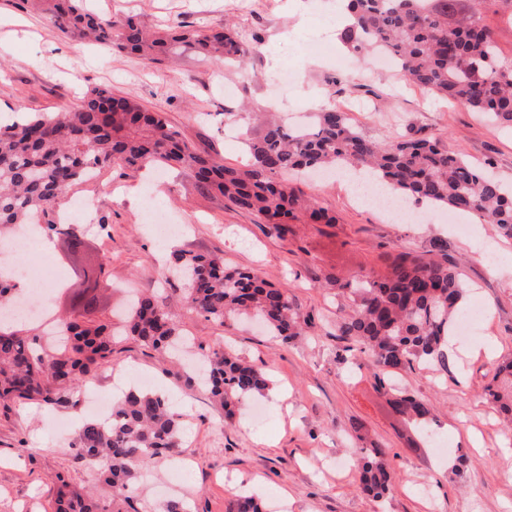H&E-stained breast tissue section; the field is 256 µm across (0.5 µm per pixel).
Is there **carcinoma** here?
Returning a JSON list of instances; mask_svg holds the SVG:
<instances>
[{
  "mask_svg": "<svg viewBox=\"0 0 512 512\" xmlns=\"http://www.w3.org/2000/svg\"><path fill=\"white\" fill-rule=\"evenodd\" d=\"M341 2L348 21L340 40L354 56L363 60L387 53L405 82L512 126V59L501 56L492 31L481 23L478 0ZM12 5L37 7L69 40H94L152 63L191 48L233 65L259 45L228 20L206 32L184 25L160 31L131 17L94 13L86 8V0H12ZM245 147L248 167L227 166L200 153L162 113L143 108L131 95L94 88L70 110L0 126V233L41 224L47 233L64 237L69 253L80 252L85 245L82 226L59 225L55 207L74 184L90 178L103 164L119 161L133 168L185 169L201 194L220 196L276 225L301 215L313 224L336 223L328 209L304 198L280 175L361 168L397 196L475 214L501 236L512 238V185L490 168L444 149L437 137L373 139L356 130L346 113L322 107L303 126L264 122L245 140ZM445 248L435 240L430 252L440 258L403 255L384 278L361 280L351 288L356 309L336 319V330L358 346L360 366L385 377L415 362L445 361L450 327L464 293L457 265L448 261ZM172 263L181 283L179 303L188 312L220 325L238 315H253L285 342L299 335L301 314L287 289L192 251L174 253ZM110 264L109 255L96 254L67 285L74 315L64 323L65 338L56 349L37 346L36 337L0 319L1 405L27 401L74 408L84 384L112 363V325L96 318L97 285ZM127 329L161 354L192 346L174 316L158 307L150 294L140 295L131 306ZM202 357L209 394L228 419L245 399L267 387L262 370L224 346L204 348ZM484 394L511 424L512 359L500 365ZM395 407L419 426L430 419L429 404L411 395L398 397ZM181 439L182 415L166 394L129 389L106 418L86 422L72 445L74 455L112 488V498L103 501L92 489L76 487L58 474L53 512H129L134 476L153 460L174 454ZM360 453V485L381 501L391 484L386 452L362 448Z\"/></svg>",
  "mask_w": 512,
  "mask_h": 512,
  "instance_id": "carcinoma-1",
  "label": "carcinoma"
}]
</instances>
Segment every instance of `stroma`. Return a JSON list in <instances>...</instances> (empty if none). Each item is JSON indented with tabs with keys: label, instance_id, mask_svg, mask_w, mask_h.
Here are the masks:
<instances>
[{
	"label": "stroma",
	"instance_id": "1",
	"mask_svg": "<svg viewBox=\"0 0 512 512\" xmlns=\"http://www.w3.org/2000/svg\"><path fill=\"white\" fill-rule=\"evenodd\" d=\"M115 18L135 17L156 30L182 23L198 29L233 20L260 42L238 66L224 67L187 52L156 63L62 38L38 13L0 0V121L19 112L41 114L76 106L92 88L134 95L200 152L245 167L242 138L251 115L297 118L328 105L346 112L363 134L387 140L407 133L440 136L449 151L480 164L491 161L512 184V128L460 103L403 83L396 70L352 60L337 38L342 15L336 0H88ZM289 71V85L276 81ZM336 86H329V77ZM304 196L335 215L332 224L295 221L274 229L255 215L201 196L192 177L165 169L153 175L108 163L96 181L76 184L62 202L87 234L84 250L51 255L31 249L21 261L36 267L51 260L55 274L74 277L98 249L112 254L100 289L101 320L119 324L131 292L151 290L170 306L177 281L157 277L168 252L145 218L159 208L185 224L178 249L223 259L225 266L255 270L286 288L306 318L300 336L282 343L254 323L219 325L179 313L178 327L196 344H221L270 377L271 394L260 400L264 422L243 406L235 423L199 383L169 372L159 355L128 336L116 339L110 369L97 383L118 391L116 375L169 396L182 414L181 454L190 474L181 496L192 512H227L236 489L252 485L268 512H512V432L507 431L484 387L498 364L512 358V239L479 217L462 216L457 233L449 214L426 210L406 223L376 205H363L342 176L295 182ZM107 228H100V221ZM448 246L465 286L461 312L481 308L469 331L452 328L446 363L417 364L380 387L359 367L355 345L336 334L339 310H352L346 282L386 275L402 253L422 256L432 240ZM428 403L433 439H419L413 424L392 408L395 391ZM86 420L81 409L48 410L34 404L0 407V512H51L56 475L111 491L70 450ZM379 445L394 479L385 501L358 486L359 448ZM290 504L282 506L281 491Z\"/></svg>",
	"mask_w": 512,
	"mask_h": 512
}]
</instances>
